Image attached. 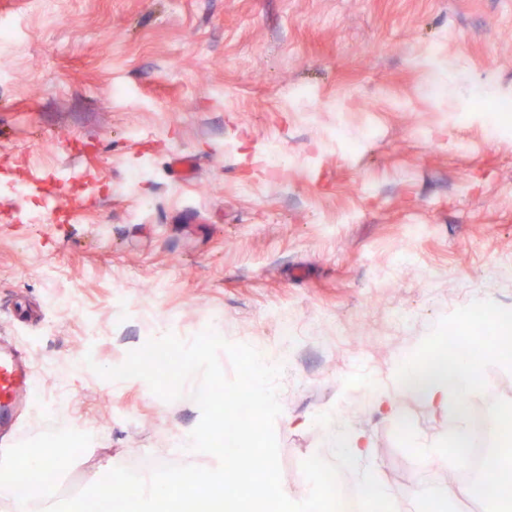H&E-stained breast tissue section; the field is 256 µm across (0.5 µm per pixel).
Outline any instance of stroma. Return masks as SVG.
<instances>
[{
	"label": "stroma",
	"mask_w": 512,
	"mask_h": 512,
	"mask_svg": "<svg viewBox=\"0 0 512 512\" xmlns=\"http://www.w3.org/2000/svg\"><path fill=\"white\" fill-rule=\"evenodd\" d=\"M1 27L0 341L28 360L36 398L68 397L24 415L22 439L99 431L63 482L89 486L145 453L183 463L172 440L201 417L194 382L167 402L95 366L208 328L267 350L265 314L289 308L304 342L295 383L278 381L288 497L307 484L303 460L333 458L316 418L347 404L363 411L350 423L369 447L360 465L395 512L434 495L443 512H496L454 500L447 464L423 456L448 447L453 420L402 389L398 361L451 313L512 309L499 272L512 136L475 105L512 97V0H58L49 20L0 0ZM430 45L434 68L419 62ZM293 87L318 106L285 97ZM270 141L294 160L275 176ZM176 155L194 158L191 179ZM48 195L67 221L20 223ZM382 390L401 418L375 407ZM471 400L512 417V366L480 369Z\"/></svg>",
	"instance_id": "35a3bbf8"
}]
</instances>
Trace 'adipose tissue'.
Listing matches in <instances>:
<instances>
[{
  "mask_svg": "<svg viewBox=\"0 0 512 512\" xmlns=\"http://www.w3.org/2000/svg\"><path fill=\"white\" fill-rule=\"evenodd\" d=\"M476 387L474 363L459 362L447 374L434 376L426 381L411 377L406 381L407 392L430 408L454 409Z\"/></svg>",
  "mask_w": 512,
  "mask_h": 512,
  "instance_id": "adipose-tissue-1",
  "label": "adipose tissue"
}]
</instances>
